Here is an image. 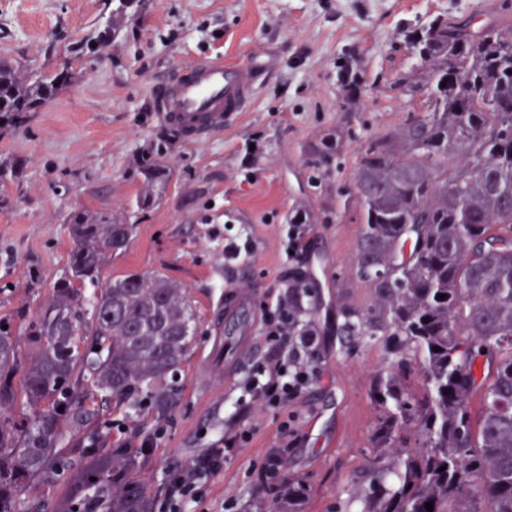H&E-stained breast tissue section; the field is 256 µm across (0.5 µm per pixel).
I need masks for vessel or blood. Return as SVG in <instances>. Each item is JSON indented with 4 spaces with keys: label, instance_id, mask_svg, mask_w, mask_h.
I'll use <instances>...</instances> for the list:
<instances>
[{
    "label": "vessel or blood",
    "instance_id": "obj_1",
    "mask_svg": "<svg viewBox=\"0 0 512 512\" xmlns=\"http://www.w3.org/2000/svg\"><path fill=\"white\" fill-rule=\"evenodd\" d=\"M258 67L243 68L220 60H204L178 71L164 84L158 110L163 121L180 135L197 139L238 119L260 83ZM231 319L224 332L235 342L224 362L232 369L244 362L254 329L251 298L235 294L225 301Z\"/></svg>",
    "mask_w": 512,
    "mask_h": 512
}]
</instances>
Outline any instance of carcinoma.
Listing matches in <instances>:
<instances>
[{"label": "carcinoma", "instance_id": "1", "mask_svg": "<svg viewBox=\"0 0 512 512\" xmlns=\"http://www.w3.org/2000/svg\"><path fill=\"white\" fill-rule=\"evenodd\" d=\"M411 48L416 63L391 89L416 108L366 140L355 184L357 276L375 288L380 316L373 324L356 309L343 316L348 336H402L412 348L423 391L397 376L380 379L386 412L377 434L384 448L409 429L423 443L390 469L371 463L362 512H427V502L433 512H512V29L436 18ZM76 80L66 64L43 72L0 61V119L38 111ZM141 170L143 206L163 169L145 159ZM132 228L126 217L77 213L70 275L30 327L26 355L0 325V410L19 407L0 421V512H153L136 475L150 434L134 450L114 447L100 421L111 403L143 406L157 419L173 410L195 315L185 288L161 275L98 286L101 265ZM74 281L94 286L83 303ZM309 287L302 271L288 279L298 324ZM76 336L86 337L82 352ZM482 359L495 363L492 375L478 376ZM62 474L58 498L22 496L29 482ZM304 497L287 473L270 512H303Z\"/></svg>", "mask_w": 512, "mask_h": 512}]
</instances>
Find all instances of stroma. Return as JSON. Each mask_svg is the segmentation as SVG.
Wrapping results in <instances>:
<instances>
[{
	"mask_svg": "<svg viewBox=\"0 0 512 512\" xmlns=\"http://www.w3.org/2000/svg\"><path fill=\"white\" fill-rule=\"evenodd\" d=\"M435 18L512 26V0H0V60L45 72L70 66L75 85L14 124H0V320L18 344L69 272L78 210L130 216L133 232L99 278L162 275L186 288L196 314L191 355L175 410L163 420L112 411V442L153 435L142 478L161 504L169 474L192 463L224 432L250 439L211 476L207 512L225 501L269 512L263 465L277 456L305 489L304 512H359L375 431L385 409L383 376L420 390L411 349L389 336H347L343 312H372L374 290L356 275L362 208L355 176L370 136L398 127L412 106L389 84L409 67L410 39ZM258 64L265 72L237 122L189 141L157 112L159 83L210 57ZM363 92L350 101L344 73ZM339 152L321 158L325 139ZM167 179L137 207L141 161ZM299 208L313 211L306 248L288 257L283 228ZM240 256L224 257L226 244ZM303 268L316 336L318 373L282 410L252 400L242 383L265 358L263 326L248 361L224 369V297L249 286L256 313L288 298V276ZM293 435H283V421Z\"/></svg>",
	"mask_w": 512,
	"mask_h": 512,
	"instance_id": "obj_1",
	"label": "stroma"
}]
</instances>
